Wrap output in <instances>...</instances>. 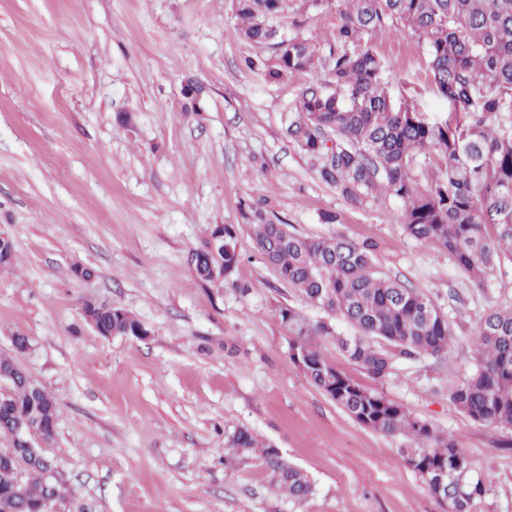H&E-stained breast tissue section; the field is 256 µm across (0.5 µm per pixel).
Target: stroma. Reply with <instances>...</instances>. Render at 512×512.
I'll return each instance as SVG.
<instances>
[{
    "mask_svg": "<svg viewBox=\"0 0 512 512\" xmlns=\"http://www.w3.org/2000/svg\"><path fill=\"white\" fill-rule=\"evenodd\" d=\"M339 7L287 0L270 18L321 49L314 68L270 83L275 49L243 36L235 0H0V233L16 253L0 269V356L56 403L43 450L64 512H447L407 464L409 439L362 426L291 361L275 307L324 313L260 259L246 201L304 236L376 242L377 268L437 303L455 334L448 352L397 360L377 382L335 336L308 342L456 439L484 481L475 512H512V430L451 401L474 368L477 322L512 307V260L475 283L442 246L404 234L402 200L347 204L286 134L299 91L331 66ZM367 42L395 100L430 121L450 112L422 39L388 28ZM188 79L206 88L197 112L181 94ZM125 112L131 123L118 122ZM213 224L237 225L251 293L195 279L189 256ZM89 302L121 306L146 336L98 335ZM18 334L30 339L21 354ZM238 427L302 469L313 495L294 502L261 460H227L224 434Z\"/></svg>",
    "mask_w": 512,
    "mask_h": 512,
    "instance_id": "35a3bbf8",
    "label": "stroma"
}]
</instances>
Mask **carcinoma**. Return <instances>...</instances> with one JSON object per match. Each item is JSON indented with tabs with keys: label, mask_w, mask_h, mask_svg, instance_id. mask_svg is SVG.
Instances as JSON below:
<instances>
[{
	"label": "carcinoma",
	"mask_w": 512,
	"mask_h": 512,
	"mask_svg": "<svg viewBox=\"0 0 512 512\" xmlns=\"http://www.w3.org/2000/svg\"><path fill=\"white\" fill-rule=\"evenodd\" d=\"M285 0H237L246 39L262 48L275 42L276 58L265 76L280 82L319 60L320 48L307 38L276 40L267 19ZM336 29L331 84L313 83L299 93L288 113L286 133L307 155L321 181L348 204L366 205L394 195L405 205L401 227L411 239L434 241L457 266L480 283L488 270L512 260V0H343ZM392 27L425 40L432 81L453 110L428 122L413 110L387 106L390 94L381 57L363 44L365 35ZM433 150L441 164L425 180L411 174L415 155ZM243 218L256 248L281 281L312 306L339 316L356 331L339 336L346 358L372 379L386 376L394 359L437 356L454 337L447 317L426 294L375 270L377 244L343 235L311 238L275 223L257 204ZM235 224H215L192 253L195 278L238 294L251 290L239 278L242 259ZM86 315L103 336L139 338L145 328L118 306L86 304ZM276 316L289 339L290 358L307 381L362 426L385 435L404 434L413 442L407 460L429 491L440 475L456 493L454 512H473L483 481L453 437L437 438L430 426L380 392L367 388L326 361L307 343L313 335H334L330 321L315 323L288 304ZM474 370L451 396L474 421L512 428V307L480 318L475 328ZM0 370L14 372L0 393V512H42L43 502L62 500L60 483L44 480L45 464L16 442L20 426L36 419L41 435L55 431L54 401L27 373L0 358ZM233 458L259 456L270 483L302 502L313 485L278 449L260 442L247 428L225 434Z\"/></svg>",
	"instance_id": "1"
}]
</instances>
